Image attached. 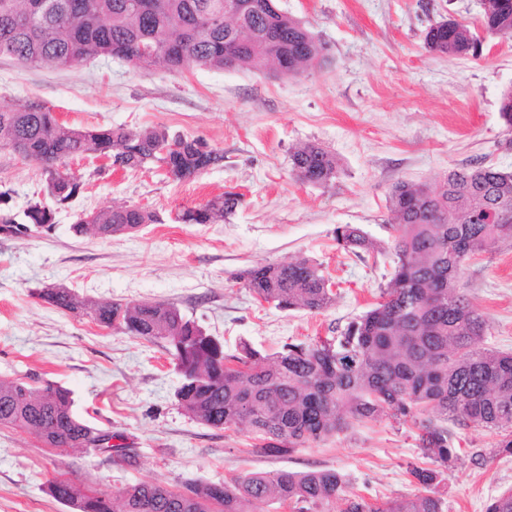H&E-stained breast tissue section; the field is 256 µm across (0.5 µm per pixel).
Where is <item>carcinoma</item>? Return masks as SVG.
<instances>
[{"label":"carcinoma","instance_id":"cac0c4a2","mask_svg":"<svg viewBox=\"0 0 512 512\" xmlns=\"http://www.w3.org/2000/svg\"><path fill=\"white\" fill-rule=\"evenodd\" d=\"M0 0V57L25 66L74 68L99 57H117L135 67L178 70L189 60L224 69L233 50L238 70L273 68L296 75L324 61L325 44L305 23L281 10L276 0H245L235 22L216 23L225 0ZM481 24L489 33L512 37V0H484ZM475 33L454 20L432 24L426 51L439 56H480ZM499 114L512 145V87L500 97ZM41 166L52 204L37 201L22 218L0 213V234L20 227L50 230L54 207L66 206L82 182L67 169L88 154L112 156L121 170L162 167L186 181L224 160L198 138L170 136L163 128L128 130L68 127L53 113L31 105L0 110V149ZM294 174L326 187L336 179L331 152L305 143L291 152ZM394 254L392 272L377 301L336 335L288 343L266 355L244 343L228 355L174 305L166 302L100 303L79 299L63 286L43 288L50 307L81 313L101 328L118 330L151 344L162 343L183 382L176 397L196 422L217 429L244 426L258 440L255 451L284 456L325 441L357 424L384 416L411 419L417 447L441 467L456 454V428L480 427L495 436L493 453L512 455V353L481 346L486 320L460 290L466 259L491 242H512V173L492 165H462L435 182L395 183L388 195ZM242 195L226 191L206 204L179 212L183 224H215L233 215ZM155 212L114 206L81 218L80 234L107 238L133 234L155 224ZM337 243L362 259L380 250L360 227L343 224ZM252 294L280 310L318 313L335 300L332 283L308 258L265 262L236 274ZM0 425L38 436L61 452L93 450L112 463L132 466L131 449L113 445L112 431L90 424L77 412L69 389L0 379ZM421 491L411 497L372 502L345 493L343 476L328 469L252 472L222 485L161 481L128 485L117 497L60 474L50 495L71 512H267L273 504L292 512H445L433 487L441 471L414 467Z\"/></svg>","mask_w":512,"mask_h":512}]
</instances>
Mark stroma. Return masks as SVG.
Masks as SVG:
<instances>
[{"label":"stroma","instance_id":"stroma-1","mask_svg":"<svg viewBox=\"0 0 512 512\" xmlns=\"http://www.w3.org/2000/svg\"><path fill=\"white\" fill-rule=\"evenodd\" d=\"M327 47L321 65L294 77L273 71H216L186 62L171 71L100 57L74 69L0 58V109L34 103L73 128L162 127L200 138L223 162L179 182L152 164L137 171L72 161L83 186L56 209L48 233L0 234V378L69 389L78 411L120 434L136 456L113 464L93 451L57 453L35 435L0 426V512H70L47 492L63 473L116 494L136 482L221 484L256 471L333 469L347 490L380 501L417 493L410 465L430 466L411 423L382 418L284 457L257 454L252 434L210 428L180 408L182 376L160 345L103 330L87 317L45 305L40 289L63 285L94 301H163L235 353H266L330 335L375 303L391 271L388 193L396 182H432L456 165L512 171L498 112L512 86V38L484 32L482 0H280ZM469 25L480 58L426 52L430 25ZM316 142L339 160L328 187L301 182L292 148ZM235 188L244 203L219 224H183L176 214ZM0 192L22 213L46 199L38 164L0 149ZM144 206L158 223L133 235L74 234L80 213ZM341 224L363 228L382 250L363 262L335 240ZM306 257L331 279L336 299L320 313L259 304L236 280L267 261ZM463 291L487 320L485 347L512 351V242L467 260ZM488 431L459 430L457 458L437 487L447 512H486L512 488V455L491 456Z\"/></svg>","mask_w":512,"mask_h":512}]
</instances>
